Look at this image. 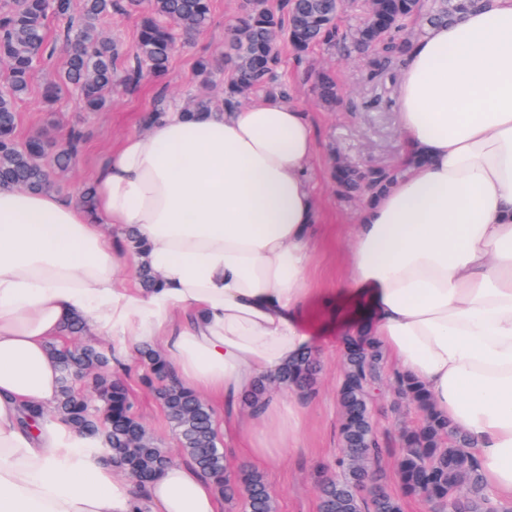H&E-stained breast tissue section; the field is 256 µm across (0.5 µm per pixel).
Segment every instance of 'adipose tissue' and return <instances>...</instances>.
<instances>
[{
  "instance_id": "obj_1",
  "label": "adipose tissue",
  "mask_w": 512,
  "mask_h": 512,
  "mask_svg": "<svg viewBox=\"0 0 512 512\" xmlns=\"http://www.w3.org/2000/svg\"><path fill=\"white\" fill-rule=\"evenodd\" d=\"M402 175L364 200L337 302L364 301L393 372L423 383L471 442L488 512H512V0L430 28L404 58ZM307 111L266 93L238 107L169 108L121 139L85 207L0 187V512H219L214 481L175 461L144 487L97 440L51 417L48 353L67 319L144 343L224 411V433L274 470L302 425L298 398L242 397L313 345L308 286L321 222ZM133 229L140 244L117 238ZM158 285L126 284L118 265ZM47 410L23 424L30 405Z\"/></svg>"
}]
</instances>
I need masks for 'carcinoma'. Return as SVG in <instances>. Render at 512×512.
Instances as JSON below:
<instances>
[{
    "instance_id": "cac0c4a2",
    "label": "carcinoma",
    "mask_w": 512,
    "mask_h": 512,
    "mask_svg": "<svg viewBox=\"0 0 512 512\" xmlns=\"http://www.w3.org/2000/svg\"><path fill=\"white\" fill-rule=\"evenodd\" d=\"M348 0H244V13L230 30L227 57L230 81L220 96L192 98L193 108L241 104L253 91L277 92L288 98L279 82L280 42L286 40L297 62L317 46L334 47L343 40L360 53L372 50L373 75L395 77L396 67L415 37L432 26L448 23L462 11L478 8L482 0H365L367 17L345 34L337 19ZM142 13L137 36L128 48L108 37L103 20L112 11ZM64 22L67 51L63 68L48 71L44 64L55 46L47 40V21ZM418 20V30L406 33ZM211 23V0H0V185L30 190L57 189L52 169L70 167L79 155L84 136L72 129L58 142L39 135L19 141L17 103L29 92L33 74L46 75L42 95L53 102L64 88L79 90L84 108L100 112L112 87L137 86L161 78L169 70L178 40L202 34ZM201 83L214 82L220 66L200 59ZM317 97L336 104L334 77L311 73ZM402 174L378 168L364 173L335 163L334 177L342 190L370 194L383 190ZM49 354L59 372L56 414L77 432L99 438L112 461L145 483L172 462L160 442L132 411L127 390L112 375V352L95 344L51 343ZM136 361L142 381L152 389L179 439L186 460L216 480L224 500L242 505L244 512H276L267 476L257 470H227L218 447L210 406L195 391L172 380L167 361L145 347ZM343 378L338 395L343 412L341 454L336 472L318 483L320 512H401L399 500L381 482L383 444L368 410L375 390L393 392L422 414V423L400 431L396 473L406 493L451 512H485L481 473L470 443L448 419L433 408L426 388L397 375H388L381 348L371 336H347L342 341ZM319 362L311 352L301 354L276 377L259 381L244 403L253 407L272 390L308 393L313 389Z\"/></svg>"
}]
</instances>
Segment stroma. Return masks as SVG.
I'll use <instances>...</instances> for the list:
<instances>
[{"instance_id": "35a3bbf8", "label": "stroma", "mask_w": 512, "mask_h": 512, "mask_svg": "<svg viewBox=\"0 0 512 512\" xmlns=\"http://www.w3.org/2000/svg\"><path fill=\"white\" fill-rule=\"evenodd\" d=\"M242 0H213L208 29L179 49L167 76L137 89L113 92L112 102L103 111H83L75 91H67L54 107L42 98V81L33 77L31 88L17 104V136L26 139L36 132L60 136L70 127L85 134L83 154L70 171L58 178L59 195L78 199L84 186L92 184L104 159L125 135L141 131V115L157 99L182 105L204 88L195 74L196 63L206 57L223 60L228 27L240 14ZM279 76L292 100L312 115L318 156L313 166V183L322 211V224L315 239L311 286L320 292L337 287L346 273L349 233L360 207L359 201L341 197L331 176L332 157H345L361 168L396 167L401 162L402 136L396 118L398 81L371 79L367 57L351 53L346 45L315 49L311 58L320 68L331 70L340 98L336 108L324 107L313 85L303 78L289 50H282ZM315 348L322 370L296 448L268 476L277 512H318L316 476L333 466L339 450L341 410L337 388L341 381L340 332L329 317L317 320ZM137 365H130L122 377L128 385L133 409L148 430L173 455L181 449L165 412L155 396L139 381ZM393 394H385L371 405V415L387 452L384 459L385 484L398 497L401 512H431L427 503L403 493L393 471L399 449V425L414 421L411 412H396Z\"/></svg>"}]
</instances>
